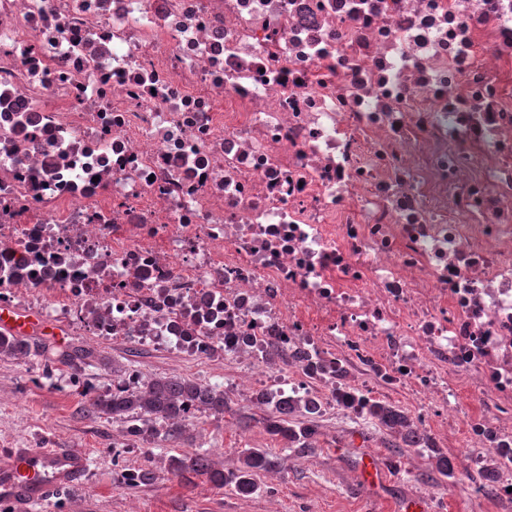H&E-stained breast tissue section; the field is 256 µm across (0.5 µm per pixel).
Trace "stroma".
I'll use <instances>...</instances> for the list:
<instances>
[{"label": "stroma", "mask_w": 512, "mask_h": 512, "mask_svg": "<svg viewBox=\"0 0 512 512\" xmlns=\"http://www.w3.org/2000/svg\"><path fill=\"white\" fill-rule=\"evenodd\" d=\"M100 349L144 374L214 380L207 362H189L131 339ZM111 378L109 371L92 367L72 372L43 355L24 362L0 360V449L77 448L87 456L81 480L52 499L60 512H402V503L415 496L428 499L430 512H512V501L475 490L469 468L457 460L466 425H459L448 442L446 452L456 460V475L449 480L434 470L429 449L385 447V435L374 425L335 414L315 419L319 445L300 455L264 432L263 405L231 395L223 416H197L189 439L161 443L149 461L122 448L123 424L90 412L81 394L84 384L102 386ZM250 444L278 459L274 470L258 474L261 489L250 496L216 488L203 477L185 481L167 469L169 457L201 452L212 466L231 471L240 465L241 448ZM364 448L390 463L379 486L359 481ZM147 463L154 480L124 484V471Z\"/></svg>", "instance_id": "1"}]
</instances>
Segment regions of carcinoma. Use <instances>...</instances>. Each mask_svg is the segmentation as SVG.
Here are the masks:
<instances>
[{
	"instance_id": "carcinoma-1",
	"label": "carcinoma",
	"mask_w": 512,
	"mask_h": 512,
	"mask_svg": "<svg viewBox=\"0 0 512 512\" xmlns=\"http://www.w3.org/2000/svg\"><path fill=\"white\" fill-rule=\"evenodd\" d=\"M32 355L27 341L11 334L0 333V359L23 360ZM54 361L72 370L96 366L100 358L95 350L84 347L56 350ZM90 410L104 414L112 420L129 426L128 433L136 434L145 426L152 432L155 442L186 439L189 437L190 410L219 416L224 414L227 402L224 391L192 378L154 375L143 378L131 391H120L104 398L88 399ZM297 413L293 407L288 412L275 406L263 418L266 434L286 442L300 454L317 448L318 432L312 427H301L291 421ZM367 417L382 427L387 434L409 443L410 418L402 409L378 401L368 406ZM243 465L235 471L212 469L205 456L196 453L169 458L170 472L182 479L189 475L203 476L217 487L230 486L239 494L256 492L255 476L275 466L273 456L264 448H246L242 451Z\"/></svg>"
}]
</instances>
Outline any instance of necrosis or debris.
<instances>
[{"mask_svg": "<svg viewBox=\"0 0 512 512\" xmlns=\"http://www.w3.org/2000/svg\"><path fill=\"white\" fill-rule=\"evenodd\" d=\"M414 426L512 500V0H0V306ZM383 399L392 404L401 407L409 412L413 411L414 404L408 395L404 394H385ZM402 409H396L391 404L378 401L368 406L367 417L387 431L390 436L398 437L404 445H408L410 430L409 414ZM408 427V428H405Z\"/></svg>", "mask_w": 512, "mask_h": 512, "instance_id": "1", "label": "necrosis or debris"}]
</instances>
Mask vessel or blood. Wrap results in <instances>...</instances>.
Segmentation results:
<instances>
[{"label": "vessel or blood", "mask_w": 512, "mask_h": 512, "mask_svg": "<svg viewBox=\"0 0 512 512\" xmlns=\"http://www.w3.org/2000/svg\"><path fill=\"white\" fill-rule=\"evenodd\" d=\"M0 330L61 340L63 330L42 315L0 307ZM86 458L73 448H17L0 456V506L31 512L84 474Z\"/></svg>", "instance_id": "1"}]
</instances>
